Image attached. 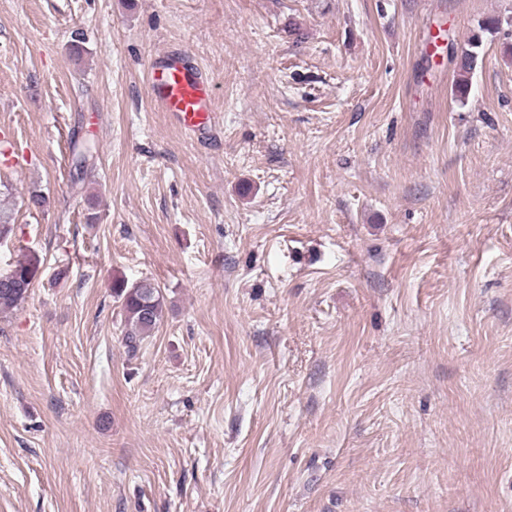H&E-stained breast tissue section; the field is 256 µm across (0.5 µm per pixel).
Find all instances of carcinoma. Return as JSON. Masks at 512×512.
<instances>
[{
    "label": "carcinoma",
    "instance_id": "cac0c4a2",
    "mask_svg": "<svg viewBox=\"0 0 512 512\" xmlns=\"http://www.w3.org/2000/svg\"><path fill=\"white\" fill-rule=\"evenodd\" d=\"M481 37L471 36L466 47L461 49L457 58L456 96L463 101L469 94L472 78L477 66ZM71 153L78 174L88 170L94 158V145L75 141L71 145ZM15 284H0V311L12 309L21 304L33 288L39 272V260L31 255L14 266ZM112 296L121 302L124 321L125 345L131 351L138 348L141 341L151 335L164 318V300L161 290L154 283L142 280L128 284L123 279L112 281Z\"/></svg>",
    "mask_w": 512,
    "mask_h": 512
}]
</instances>
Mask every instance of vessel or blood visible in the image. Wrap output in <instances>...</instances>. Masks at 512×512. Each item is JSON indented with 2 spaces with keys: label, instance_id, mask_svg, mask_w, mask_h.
<instances>
[{
  "label": "vessel or blood",
  "instance_id": "vessel-or-blood-1",
  "mask_svg": "<svg viewBox=\"0 0 512 512\" xmlns=\"http://www.w3.org/2000/svg\"><path fill=\"white\" fill-rule=\"evenodd\" d=\"M150 90L156 105L187 132L202 136L215 116L212 86L196 64L180 54H159L149 68Z\"/></svg>",
  "mask_w": 512,
  "mask_h": 512
}]
</instances>
